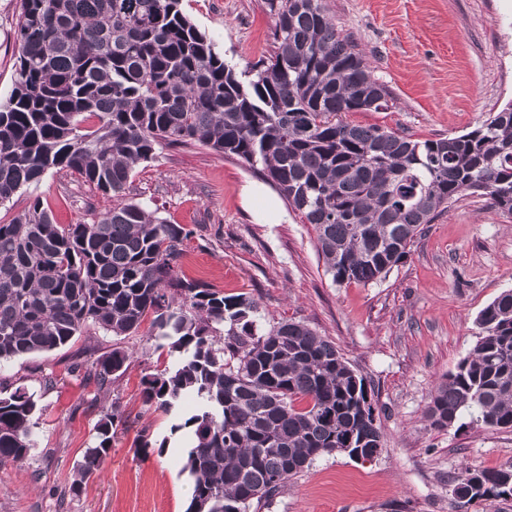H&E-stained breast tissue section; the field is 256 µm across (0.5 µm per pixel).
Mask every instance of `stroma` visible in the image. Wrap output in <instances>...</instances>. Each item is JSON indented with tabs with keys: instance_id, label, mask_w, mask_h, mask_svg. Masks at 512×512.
Here are the masks:
<instances>
[{
	"instance_id": "obj_1",
	"label": "stroma",
	"mask_w": 512,
	"mask_h": 512,
	"mask_svg": "<svg viewBox=\"0 0 512 512\" xmlns=\"http://www.w3.org/2000/svg\"><path fill=\"white\" fill-rule=\"evenodd\" d=\"M339 30L390 91L387 109L347 121L414 139L469 132L512 104V0H324ZM184 14L225 60L245 70L274 50L266 0H182ZM21 0H0V102L13 88ZM259 176L201 146L166 148L139 165L129 199L189 230L179 269L227 295L258 304L264 326L296 320L333 341L362 375L380 411L384 447L370 462L317 458L268 505L251 512H452L451 479L463 467L512 466V430L462 416L434 429L424 415L436 384L478 339L479 312L512 289V218L488 197L466 194L439 213L385 279L334 284L312 225L289 212L255 222L242 191ZM39 196L54 223L90 224L109 202L78 176L48 173L33 194L0 207L6 224ZM138 332L115 336L89 324L47 354L0 367V387L25 386L38 405L35 440L21 464L0 466V512H185L187 433L178 416L149 409L142 380L169 364L166 349ZM120 347L125 371L99 385L89 369ZM123 422L97 476L70 493L78 463L111 406ZM151 447L140 448L141 438ZM165 441L164 451L154 444Z\"/></svg>"
}]
</instances>
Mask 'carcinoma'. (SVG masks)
<instances>
[{
  "label": "carcinoma",
  "mask_w": 512,
  "mask_h": 512,
  "mask_svg": "<svg viewBox=\"0 0 512 512\" xmlns=\"http://www.w3.org/2000/svg\"><path fill=\"white\" fill-rule=\"evenodd\" d=\"M267 6L276 51L239 72L181 0H22L14 87L0 103V206L51 171L110 200L91 224H56L37 197L0 224V364L59 349L88 323L126 336L153 316L177 361L143 379L144 404L170 413L199 401L174 426L191 440L186 512H249L317 458L381 449L383 436L371 390L334 342L301 321L264 328L253 298L179 276L189 231L125 199L138 165L170 145L239 158L313 225L335 284L386 277L467 191L512 216V111L423 141L344 121L387 108V87L322 0ZM476 324L473 349L431 396L432 427L466 413L512 430V289ZM129 359L112 349L96 379ZM36 410L25 388L0 391V466L28 458ZM121 422L115 406L100 419L71 493L100 470ZM452 495L456 512L512 495V467H465Z\"/></svg>",
  "instance_id": "cac0c4a2"
}]
</instances>
